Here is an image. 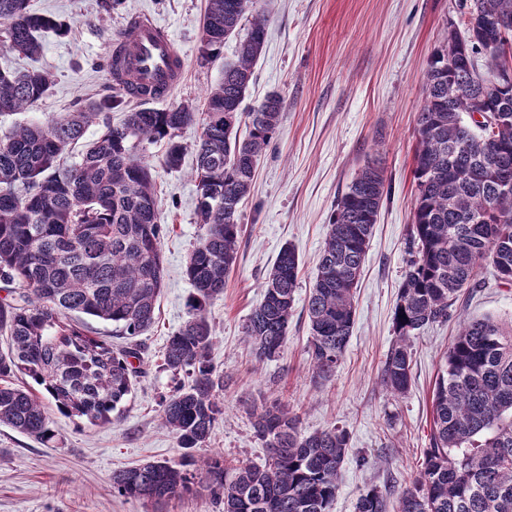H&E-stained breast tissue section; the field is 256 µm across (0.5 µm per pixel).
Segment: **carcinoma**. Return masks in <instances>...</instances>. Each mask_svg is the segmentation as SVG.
I'll return each instance as SVG.
<instances>
[{
    "instance_id": "carcinoma-1",
    "label": "carcinoma",
    "mask_w": 512,
    "mask_h": 512,
    "mask_svg": "<svg viewBox=\"0 0 512 512\" xmlns=\"http://www.w3.org/2000/svg\"><path fill=\"white\" fill-rule=\"evenodd\" d=\"M477 16L465 34L449 27L431 55L423 106L417 118L412 242L416 251L400 288L393 317L395 340L380 368L381 384L400 396L411 385L409 339L448 320L460 292L474 284L482 264L512 282V77L488 91L470 58L481 53L485 33L479 15L512 20V0H472ZM257 0H207L199 57L215 61L224 37L242 20L249 28L237 59L224 62L207 93L202 121L195 109L145 107L155 93L131 78L120 41L110 70L122 84L117 96L91 100L45 123L32 122L0 137V278L21 284L0 302V332L9 336L0 354V424L42 442L51 430L45 404L29 378L57 411L91 426L112 422L132 394L140 368L137 345L115 348L92 336L82 316L112 324L132 339L152 325L163 288L158 200L150 165L136 155L144 141L168 140L165 165L181 166L180 133L196 123L197 216L204 233L191 250L186 275L193 287L189 317L168 337L163 366L184 373L188 384L164 398L161 426L183 450L179 461H146L112 472L120 495L159 504L206 484L221 512H329L348 452L346 431L305 434L300 416L278 402L252 412L255 436L267 449L263 465H228L219 456H198L223 414L218 391L224 376L212 364L214 345L208 305L224 294L240 238L238 208L250 195L259 157L269 146L283 100L270 94L250 112L242 103L259 56L266 18ZM69 24L29 11L27 0H0V37L30 57L41 36L63 34ZM52 83L38 69H0V113L34 106ZM508 113H501V109ZM121 109L114 124L106 112ZM482 120L465 122L464 116ZM98 123L79 158L69 147ZM385 197L383 170L369 164L340 198L307 301L316 374L336 372L355 318V289L374 224ZM299 258L283 248L268 274L263 299L246 334L257 362L279 356L288 333ZM355 512H388V495L372 488ZM398 512H512V326L490 318L463 326L448 347L431 406L430 446L412 487L398 497Z\"/></svg>"
}]
</instances>
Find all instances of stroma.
Returning a JSON list of instances; mask_svg holds the SVG:
<instances>
[{
    "label": "stroma",
    "instance_id": "35a3bbf8",
    "mask_svg": "<svg viewBox=\"0 0 512 512\" xmlns=\"http://www.w3.org/2000/svg\"><path fill=\"white\" fill-rule=\"evenodd\" d=\"M265 42L242 103L250 111L269 94L284 100L279 127L259 158L250 195L238 212L237 260L224 293L208 307L216 339L211 358L224 373L218 418L208 454L264 463L267 453L251 424L253 406L278 401L298 413L301 429L339 427L349 454L329 512H355L370 488L388 492L389 512L418 476L430 438L432 390L448 346L466 319L512 324V284L482 266L448 321L427 325L412 339V383L395 396L380 386L381 362L394 339L393 314L409 268L415 183L417 115L428 59L447 25L465 31L458 0H263ZM32 12L70 22L65 35L44 34L30 58L0 47V68L48 72L52 84L37 104L0 115V134L18 124L44 122L87 99L112 92L99 63L108 39L130 18L147 15L168 27L184 60L171 92L152 100L166 109L202 107L223 61L235 59L239 39L224 43L222 61L198 62L206 0H122L112 13L99 0H29ZM198 127L183 131L180 169L166 168L165 142L143 143L137 153L151 166L161 224L164 288L154 325L137 339L143 372L123 413L94 427L51 412L54 442L41 443L0 425V512H219L208 491L144 504L112 489L114 470L145 461L178 460L175 437L161 428V399L186 380L162 369L168 336L188 318L192 287L186 260L203 232L191 178ZM370 163L383 168L388 195L373 228L356 289L349 345L327 379L316 378L306 300L337 203ZM301 260L288 335L279 357L256 364L245 324L262 299L263 283L280 250Z\"/></svg>",
    "mask_w": 512,
    "mask_h": 512
}]
</instances>
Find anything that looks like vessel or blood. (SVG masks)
I'll list each match as a JSON object with an SVG mask.
<instances>
[{"label": "vessel or blood", "instance_id": "obj_1", "mask_svg": "<svg viewBox=\"0 0 512 512\" xmlns=\"http://www.w3.org/2000/svg\"><path fill=\"white\" fill-rule=\"evenodd\" d=\"M125 40L136 48L131 60L145 81L170 91L178 81L171 65L180 56L171 32L153 18L143 16L128 28Z\"/></svg>", "mask_w": 512, "mask_h": 512}]
</instances>
